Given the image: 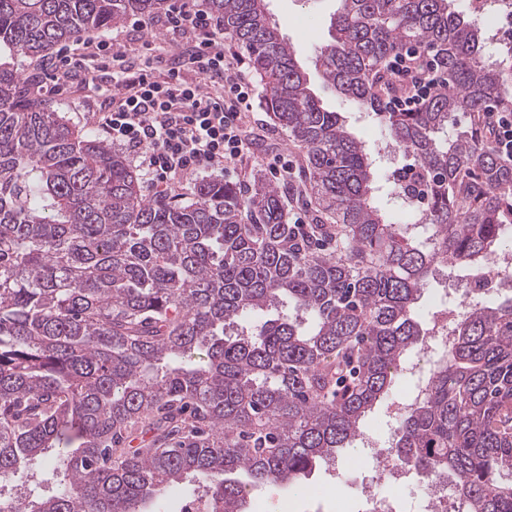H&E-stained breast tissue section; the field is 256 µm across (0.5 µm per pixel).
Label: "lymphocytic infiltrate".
Wrapping results in <instances>:
<instances>
[{"label":"lymphocytic infiltrate","mask_w":512,"mask_h":512,"mask_svg":"<svg viewBox=\"0 0 512 512\" xmlns=\"http://www.w3.org/2000/svg\"><path fill=\"white\" fill-rule=\"evenodd\" d=\"M168 29L192 35L186 62H173L165 80L152 76L156 55L126 57L110 42L88 38L80 54L59 52L51 61L55 83L111 81L114 94L90 113L105 138L140 154L147 183L168 196L202 173L223 169L251 153L244 129L252 86L236 56H226L224 36L204 10L170 9ZM194 77L185 79L182 64ZM399 87L387 107L410 111L439 85L428 55L402 51L391 63Z\"/></svg>","instance_id":"f902f5d3"}]
</instances>
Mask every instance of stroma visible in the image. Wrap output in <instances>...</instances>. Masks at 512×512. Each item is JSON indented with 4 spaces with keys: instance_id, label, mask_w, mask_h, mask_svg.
<instances>
[{
    "instance_id": "stroma-1",
    "label": "stroma",
    "mask_w": 512,
    "mask_h": 512,
    "mask_svg": "<svg viewBox=\"0 0 512 512\" xmlns=\"http://www.w3.org/2000/svg\"><path fill=\"white\" fill-rule=\"evenodd\" d=\"M338 6V0H269L268 9L281 36L296 50L302 66L309 72L314 93L329 110L342 113L349 130L364 142L370 153L377 155L378 182L382 189L380 203L388 211L394 212L398 209V203L393 196L390 170L402 164L403 159L398 152L380 157L379 152L389 139L386 126L372 113L359 110L333 88L323 84L314 73L315 55L330 40L331 19ZM163 20L164 16L160 13L152 16H132L105 30L104 36L111 39L114 48L135 57L144 54V46L148 43L172 54H180L188 40L182 35L166 31ZM246 75L254 86L253 110L246 121V129L254 141L253 157L248 167L243 170L229 169L221 176L222 181L239 187L247 185L253 170L270 173L274 156L287 158L296 171L300 170L303 160L302 150L292 144L286 135L270 131V120L261 104V79L251 69L247 70ZM37 98L57 112L68 124L79 129L89 127L88 113L98 111L103 101L98 88H87L75 83L59 86L47 83ZM474 277V272L470 270L456 271L449 275L439 274L425 290L415 308L416 318L421 325H428L436 311L433 297L437 291L447 290L452 297L460 295L470 288Z\"/></svg>"
}]
</instances>
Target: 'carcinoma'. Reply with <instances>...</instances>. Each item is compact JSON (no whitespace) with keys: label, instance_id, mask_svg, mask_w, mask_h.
Segmentation results:
<instances>
[{"label":"carcinoma","instance_id":"cac0c4a2","mask_svg":"<svg viewBox=\"0 0 512 512\" xmlns=\"http://www.w3.org/2000/svg\"><path fill=\"white\" fill-rule=\"evenodd\" d=\"M206 2L259 74L273 128L306 150L309 232L331 251L296 237L287 189L260 171L245 191L210 180L186 203L143 198L122 153L0 63V482L36 460L63 475L8 512H153L187 477L211 512H246V488L300 484L421 350L415 306L437 270L483 266L512 229V162L476 123L512 113V46L485 56L454 0H338L315 59L412 156L431 195L414 224L375 204L370 154L311 90L267 0ZM164 3L0 0V50L45 57ZM404 48L446 82L389 112L387 61ZM454 336L394 448L451 477L466 512H512V297L475 301ZM135 434L147 444L129 447Z\"/></svg>","mask_w":512,"mask_h":512}]
</instances>
